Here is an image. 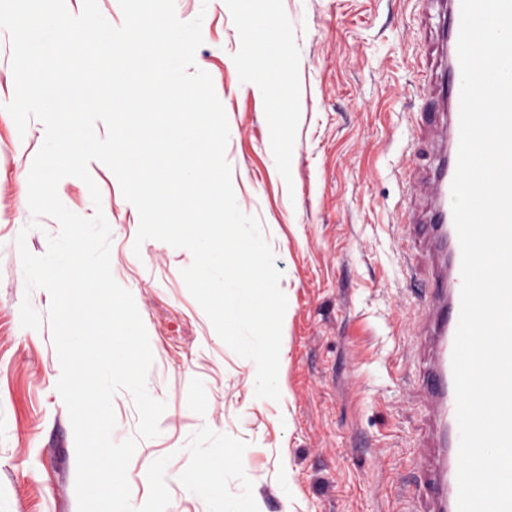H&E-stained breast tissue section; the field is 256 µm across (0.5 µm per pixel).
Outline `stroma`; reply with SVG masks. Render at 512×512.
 <instances>
[{"label":"stroma","instance_id":"obj_1","mask_svg":"<svg viewBox=\"0 0 512 512\" xmlns=\"http://www.w3.org/2000/svg\"><path fill=\"white\" fill-rule=\"evenodd\" d=\"M288 19L260 46L266 89L242 85L231 65L254 20ZM202 17L197 68L208 72L229 122L226 158L239 208L258 218L282 270L288 305L277 401L249 392V370L216 334L180 271L189 251L133 243L137 209L115 175L90 162L112 226L111 271L134 297L153 353L161 433L128 467L131 504L147 500L150 464L169 457L171 512H207L179 476L202 426L248 444L244 471L259 512H425L419 479L429 420L419 392L427 354L415 338L420 307L408 265L428 275L420 234L432 203L434 140L421 135L420 93L441 72L438 8L428 0H182ZM10 34L0 28V512H77L76 455L57 385L51 296L26 291L14 247L36 255L58 222L30 228L27 177L45 139L30 119L18 133ZM71 211L93 216L87 186L58 185ZM30 302L40 329L22 327Z\"/></svg>","mask_w":512,"mask_h":512}]
</instances>
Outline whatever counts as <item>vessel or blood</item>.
Instances as JSON below:
<instances>
[{
  "label": "vessel or blood",
  "mask_w": 512,
  "mask_h": 512,
  "mask_svg": "<svg viewBox=\"0 0 512 512\" xmlns=\"http://www.w3.org/2000/svg\"><path fill=\"white\" fill-rule=\"evenodd\" d=\"M443 32L444 68L427 96L433 101V117L427 130H441L443 150L432 162L434 205L426 221L429 250L441 261L430 275L431 288L420 298L427 315L423 332L429 346L421 391L427 402L432 426L434 462L426 478L416 485L417 495L430 502L431 512H458V450L460 432L456 418V398L452 354L461 305V248L452 213L451 186L455 175L460 140L461 69L457 43L461 24V0H448Z\"/></svg>",
  "instance_id": "b4317fda"
}]
</instances>
